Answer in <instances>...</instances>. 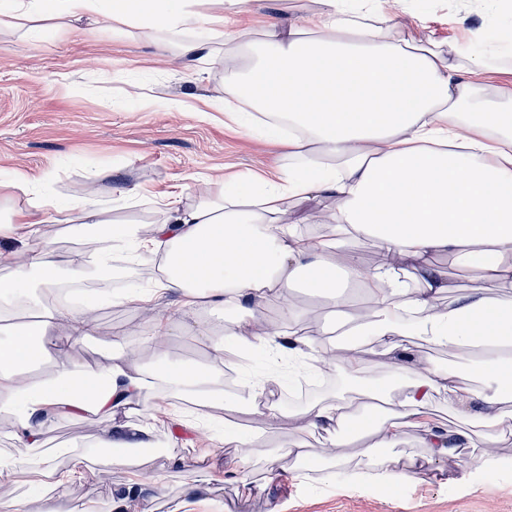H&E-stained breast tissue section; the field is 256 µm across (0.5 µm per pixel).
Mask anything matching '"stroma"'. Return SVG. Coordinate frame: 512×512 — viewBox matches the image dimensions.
Returning <instances> with one entry per match:
<instances>
[{"label":"stroma","instance_id":"1","mask_svg":"<svg viewBox=\"0 0 512 512\" xmlns=\"http://www.w3.org/2000/svg\"><path fill=\"white\" fill-rule=\"evenodd\" d=\"M421 21L439 38L459 40L463 29L485 24L484 10L462 18L458 0H428ZM160 48L142 31H120L109 22H73L63 36L46 32L31 40L0 36V171L20 169L30 178H48L61 197L81 194L89 179L98 182L99 197L116 219L155 220V201L173 191L195 197L206 176L224 173L247 179L279 163L278 150L263 138L224 124L207 112L204 102L224 86V67L214 64L197 75L158 64ZM137 188L133 202L124 192ZM154 309L106 302L96 311L97 331L88 341L66 350L59 360L74 368L102 362L114 334L146 329ZM164 453L149 455L144 468H115L112 455L95 448L103 427L90 419L47 424L48 447L83 448L87 468L66 493L56 497L55 512H71L84 503L86 512H113L112 498L127 485L152 474L133 512H170L173 501L182 512H512V471L487 481L471 475L468 453L428 463L415 430H406L398 447L385 449L394 468L423 465V479L381 493L375 486L338 475L319 480L315 467L284 468L266 477L263 449H256L244 473L249 491L224 474V460L235 452L223 435L200 430L187 433L163 422L154 425ZM191 459L196 473L172 468L171 456ZM202 476L199 490L185 486ZM48 475L30 471L0 478V512L17 498L28 512H43Z\"/></svg>","mask_w":512,"mask_h":512}]
</instances>
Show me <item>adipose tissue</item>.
I'll list each match as a JSON object with an SVG mask.
<instances>
[{
	"instance_id": "ef3b65f1",
	"label": "adipose tissue",
	"mask_w": 512,
	"mask_h": 512,
	"mask_svg": "<svg viewBox=\"0 0 512 512\" xmlns=\"http://www.w3.org/2000/svg\"><path fill=\"white\" fill-rule=\"evenodd\" d=\"M314 2L257 30L230 26L239 0H0V33L62 34L72 20L106 15L158 43L177 39L179 68L223 59L224 93L209 107L225 124L266 127L283 159L274 172L253 173L246 189H229L217 175L193 203L165 196L161 219L148 224L109 218L91 191L62 201L22 171L0 176V197L26 198L0 210V237L28 239L0 250V413L12 418L26 450L20 460L1 455L0 476L50 470L42 430L63 418L100 422L97 447L116 449L113 465H127L122 449L158 445L152 421L161 388L203 406L223 402L225 345L248 354L276 341L280 358L314 372L338 367L358 385L295 411L261 413L253 432L225 435L238 449L225 473L247 469L261 447L270 469L315 455L357 481L343 453L357 417L372 439L361 451L367 458L415 428L430 457L447 458L453 435L475 472L506 462L497 448L512 429V299L470 293L440 303L448 285L427 259L449 253L490 284H512V84L492 82L496 61L512 59V41L478 29L469 41L447 44L407 0ZM198 30L208 40L194 39ZM312 199L333 204L312 218L328 235L299 228L297 208ZM61 213L83 237L79 250L57 251L40 233ZM360 240L376 243L382 261L364 265ZM125 249L161 255V276L131 296L144 305L169 298L181 321L161 315L113 339L105 363L41 373L43 359L87 341L97 323L88 310L40 302L36 287L104 285L113 254ZM408 269L417 272L414 282L404 279ZM352 288L363 291L365 307L352 306ZM298 292L320 300L327 321L300 325ZM272 301L273 322L265 317ZM176 331L206 346V370L160 351ZM332 334L346 344H322ZM420 342L447 353V367L417 356ZM146 348L154 361L144 368L134 352ZM371 354L393 358L397 388L362 382ZM440 395L456 432L430 418ZM376 400L388 415L378 425ZM133 412L142 422L130 420ZM284 423L295 435L268 446L267 432ZM308 435L323 437L321 448H308Z\"/></svg>"
}]
</instances>
